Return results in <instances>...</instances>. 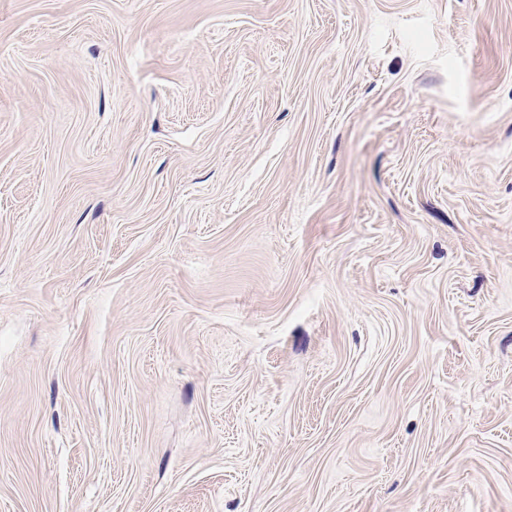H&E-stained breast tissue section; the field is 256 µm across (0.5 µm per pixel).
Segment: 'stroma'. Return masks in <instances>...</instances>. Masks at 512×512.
Wrapping results in <instances>:
<instances>
[{
  "mask_svg": "<svg viewBox=\"0 0 512 512\" xmlns=\"http://www.w3.org/2000/svg\"><path fill=\"white\" fill-rule=\"evenodd\" d=\"M0 512H512V0H0Z\"/></svg>",
  "mask_w": 512,
  "mask_h": 512,
  "instance_id": "35a3bbf8",
  "label": "stroma"
}]
</instances>
